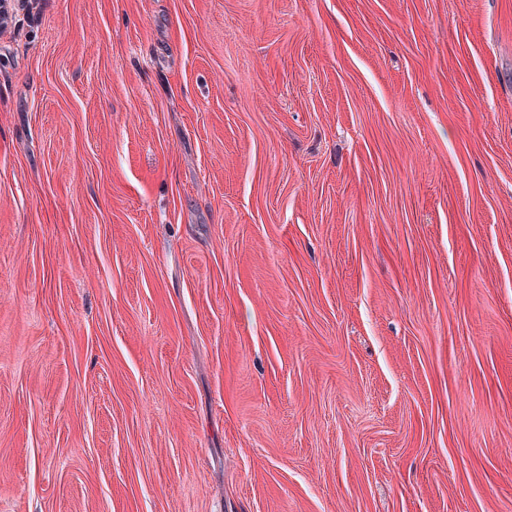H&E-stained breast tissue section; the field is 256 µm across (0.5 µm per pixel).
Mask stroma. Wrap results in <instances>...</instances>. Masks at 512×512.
<instances>
[{
    "label": "stroma",
    "mask_w": 512,
    "mask_h": 512,
    "mask_svg": "<svg viewBox=\"0 0 512 512\" xmlns=\"http://www.w3.org/2000/svg\"><path fill=\"white\" fill-rule=\"evenodd\" d=\"M0 512H512V0H26Z\"/></svg>",
    "instance_id": "1"
}]
</instances>
